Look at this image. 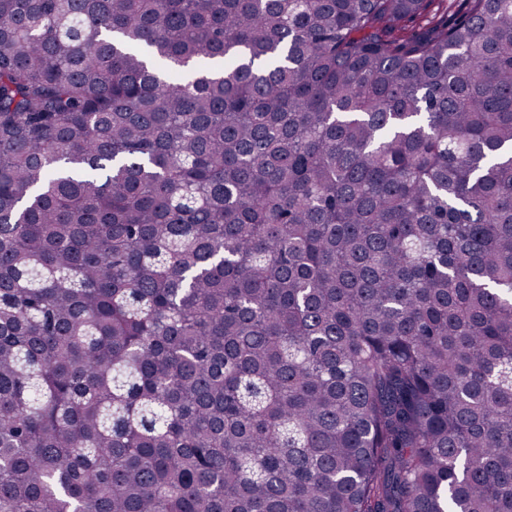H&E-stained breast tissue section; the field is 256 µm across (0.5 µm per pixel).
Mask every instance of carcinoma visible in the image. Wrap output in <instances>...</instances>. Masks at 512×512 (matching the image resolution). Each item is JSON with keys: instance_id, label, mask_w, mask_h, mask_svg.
I'll use <instances>...</instances> for the list:
<instances>
[{"instance_id": "carcinoma-1", "label": "carcinoma", "mask_w": 512, "mask_h": 512, "mask_svg": "<svg viewBox=\"0 0 512 512\" xmlns=\"http://www.w3.org/2000/svg\"><path fill=\"white\" fill-rule=\"evenodd\" d=\"M0 0V512H512V0Z\"/></svg>"}]
</instances>
